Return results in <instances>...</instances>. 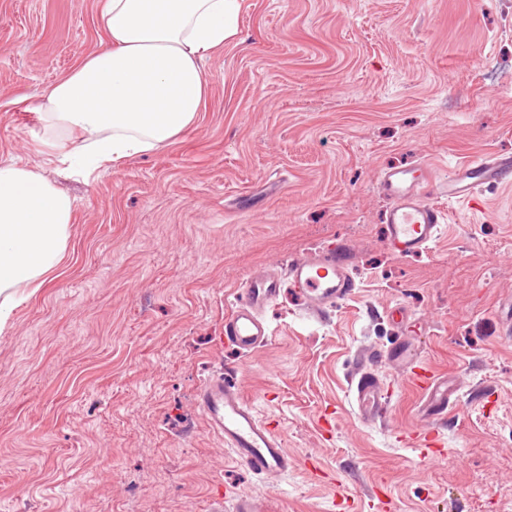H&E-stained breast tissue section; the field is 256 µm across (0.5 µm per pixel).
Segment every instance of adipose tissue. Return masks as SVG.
<instances>
[{"label":"adipose tissue","instance_id":"1","mask_svg":"<svg viewBox=\"0 0 512 512\" xmlns=\"http://www.w3.org/2000/svg\"><path fill=\"white\" fill-rule=\"evenodd\" d=\"M242 0H104L100 49L36 107L49 163L89 174L174 143L208 94L202 61L239 36ZM72 200L43 173L0 164V330L64 259Z\"/></svg>","mask_w":512,"mask_h":512}]
</instances>
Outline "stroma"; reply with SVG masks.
<instances>
[{
  "mask_svg": "<svg viewBox=\"0 0 512 512\" xmlns=\"http://www.w3.org/2000/svg\"><path fill=\"white\" fill-rule=\"evenodd\" d=\"M102 0H0V163L75 202L65 259L0 334V512H512V186L445 204L423 254L388 248L394 165L440 176L512 152V0H245L240 43L204 62L197 123L81 176L46 163L42 91L99 47ZM348 250L351 299L310 314L289 282L268 341L226 347L249 277ZM408 311L397 325L395 307ZM406 336L458 387L422 459L424 398L379 362L383 420L351 405L362 351ZM224 373L296 464L255 476L196 391Z\"/></svg>",
  "mask_w": 512,
  "mask_h": 512,
  "instance_id": "1",
  "label": "stroma"
}]
</instances>
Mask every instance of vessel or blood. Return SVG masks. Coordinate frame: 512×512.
Wrapping results in <instances>:
<instances>
[{
	"mask_svg": "<svg viewBox=\"0 0 512 512\" xmlns=\"http://www.w3.org/2000/svg\"><path fill=\"white\" fill-rule=\"evenodd\" d=\"M441 184L453 202L471 199L482 186L511 185L512 153L497 152L481 161L460 165L444 182L423 164L385 169L377 189L389 202L384 216L386 240L398 256L426 252L435 241L445 212L433 200L432 192ZM348 264L349 257L342 250L296 258L288 264V279L306 309L319 315L353 295L356 284L348 272ZM280 287L278 276L273 274H258L246 281L239 304L224 320L226 345L246 354L267 340L269 330L261 314L277 299ZM384 359L400 363L422 386L429 425L446 419L451 404L447 382L430 370H418L417 359L401 337L387 354L373 350L363 353L353 376L359 418L371 422L385 415L386 399L375 370L376 363ZM197 405L210 430L223 438L237 462L248 471L267 476L285 472L292 466L293 460L271 424L257 417L253 406L224 375H213L199 387Z\"/></svg>",
	"mask_w": 512,
	"mask_h": 512,
	"instance_id": "obj_1",
	"label": "vessel or blood"
}]
</instances>
